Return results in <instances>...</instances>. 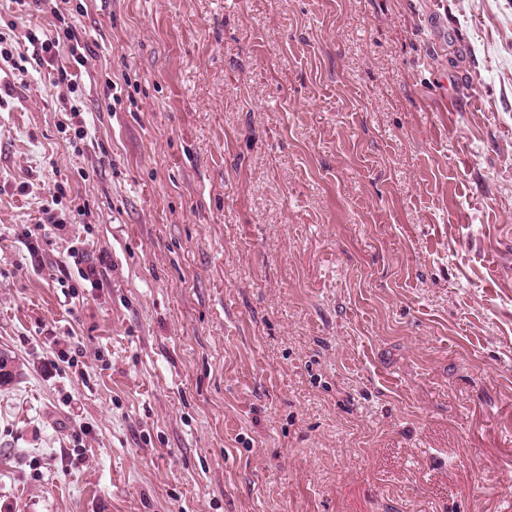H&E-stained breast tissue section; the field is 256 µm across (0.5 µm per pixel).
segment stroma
<instances>
[{
    "mask_svg": "<svg viewBox=\"0 0 512 512\" xmlns=\"http://www.w3.org/2000/svg\"><path fill=\"white\" fill-rule=\"evenodd\" d=\"M50 2L0 72V512H512V0ZM54 13L60 25H54L55 33L45 35L44 39H40L36 35L32 37L30 40V44L33 46L32 54L37 55L40 65L46 64L49 68V77L56 72L57 75L67 78V87L73 89L79 87L82 78L80 66H84L87 61L85 55V53L88 54L87 42H83L81 45L76 26L72 22H66L62 13L56 11ZM64 46H67L68 61L63 64L61 49L63 50Z\"/></svg>",
    "mask_w": 512,
    "mask_h": 512,
    "instance_id": "stroma-1",
    "label": "stroma"
}]
</instances>
